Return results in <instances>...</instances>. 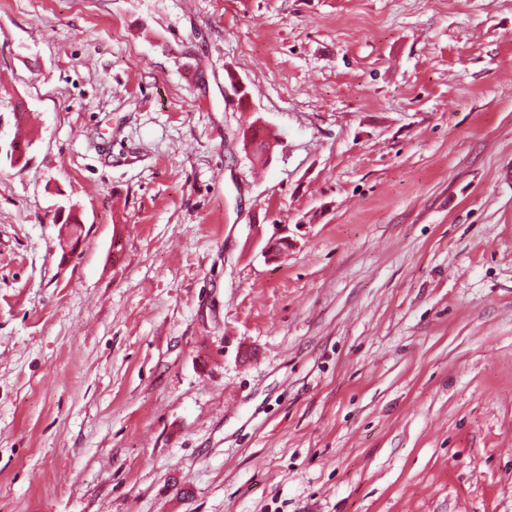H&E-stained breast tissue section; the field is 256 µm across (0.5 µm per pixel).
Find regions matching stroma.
<instances>
[{
  "label": "stroma",
  "instance_id": "1",
  "mask_svg": "<svg viewBox=\"0 0 512 512\" xmlns=\"http://www.w3.org/2000/svg\"><path fill=\"white\" fill-rule=\"evenodd\" d=\"M0 512H512V0H0Z\"/></svg>",
  "mask_w": 512,
  "mask_h": 512
}]
</instances>
